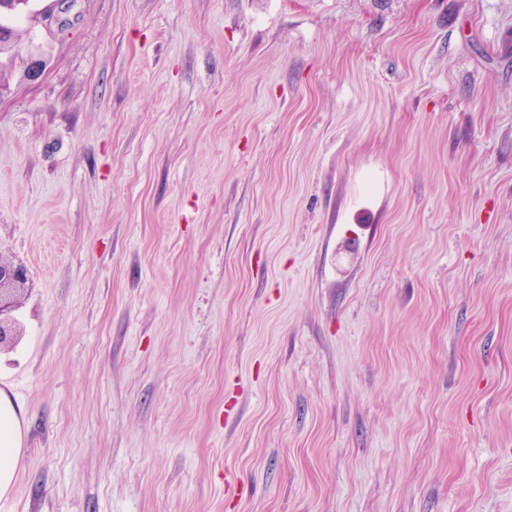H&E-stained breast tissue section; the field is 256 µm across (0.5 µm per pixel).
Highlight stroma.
I'll list each match as a JSON object with an SVG mask.
<instances>
[{
    "label": "stroma",
    "mask_w": 512,
    "mask_h": 512,
    "mask_svg": "<svg viewBox=\"0 0 512 512\" xmlns=\"http://www.w3.org/2000/svg\"><path fill=\"white\" fill-rule=\"evenodd\" d=\"M15 27L0 512H512V0ZM27 283L25 266L4 260L0 254V354L12 351L24 335V329L13 312ZM23 443L19 410L9 397L0 394V498L13 486Z\"/></svg>",
    "instance_id": "stroma-1"
}]
</instances>
